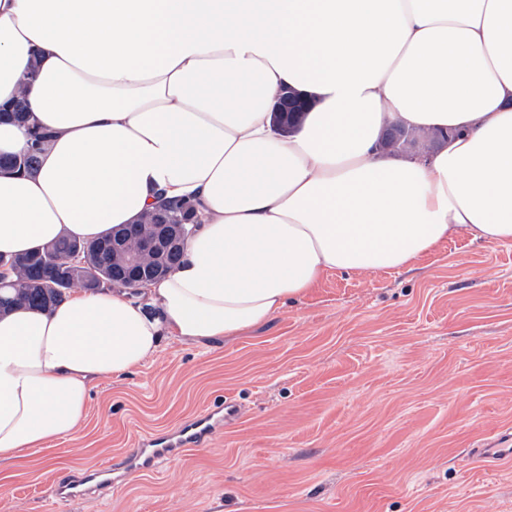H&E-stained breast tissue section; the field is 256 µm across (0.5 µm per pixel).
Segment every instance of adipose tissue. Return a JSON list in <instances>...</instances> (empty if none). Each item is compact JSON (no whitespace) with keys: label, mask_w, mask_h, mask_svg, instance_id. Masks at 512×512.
I'll return each instance as SVG.
<instances>
[{"label":"adipose tissue","mask_w":512,"mask_h":512,"mask_svg":"<svg viewBox=\"0 0 512 512\" xmlns=\"http://www.w3.org/2000/svg\"><path fill=\"white\" fill-rule=\"evenodd\" d=\"M0 253L93 240L159 199L195 207L181 263L132 297L0 314V463L73 435L102 378L163 339L272 321L329 272L412 268L449 238L512 241V0H0ZM311 102L280 135L283 87ZM390 124L438 147L400 158ZM33 132H36L39 135L37 143L35 144L34 141L31 149L28 150L26 154L6 157L3 159L0 158V169H9L16 173H32L37 170L39 165V156L43 151L44 146L48 143L51 135L38 131Z\"/></svg>","instance_id":"ef3b65f1"}]
</instances>
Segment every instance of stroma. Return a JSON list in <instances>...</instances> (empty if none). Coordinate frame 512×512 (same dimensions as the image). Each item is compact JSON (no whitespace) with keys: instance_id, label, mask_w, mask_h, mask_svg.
Returning <instances> with one entry per match:
<instances>
[{"instance_id":"stroma-1","label":"stroma","mask_w":512,"mask_h":512,"mask_svg":"<svg viewBox=\"0 0 512 512\" xmlns=\"http://www.w3.org/2000/svg\"><path fill=\"white\" fill-rule=\"evenodd\" d=\"M205 445L101 493L60 481L226 400ZM512 427V242H444L412 269L328 273L270 323L163 342L95 382L76 433L0 464V512H512V466L471 454Z\"/></svg>"}]
</instances>
